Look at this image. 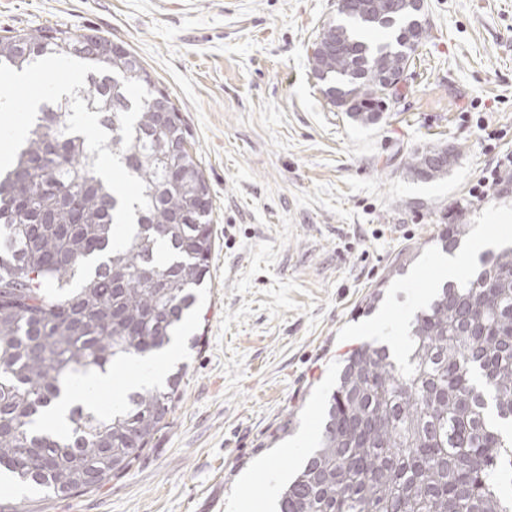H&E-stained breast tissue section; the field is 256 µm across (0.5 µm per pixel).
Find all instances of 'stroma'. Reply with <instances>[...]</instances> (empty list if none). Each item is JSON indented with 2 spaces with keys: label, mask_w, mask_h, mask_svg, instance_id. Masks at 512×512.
Instances as JSON below:
<instances>
[{
  "label": "stroma",
  "mask_w": 512,
  "mask_h": 512,
  "mask_svg": "<svg viewBox=\"0 0 512 512\" xmlns=\"http://www.w3.org/2000/svg\"><path fill=\"white\" fill-rule=\"evenodd\" d=\"M430 36L379 123L334 107L309 64L336 0H0V36L61 28L125 43L180 108L213 199L215 249L180 342L175 409L122 478L79 497L0 488V512H245L316 447L343 359L406 338L435 288L498 250L479 231L512 191V0H424ZM452 144L444 178L416 150ZM467 230L436 250L449 217ZM459 271L447 277L448 261ZM375 309L366 310L372 294ZM457 158L454 147L436 145L425 150H416L408 157L407 172L416 180L430 182L443 178Z\"/></svg>",
  "instance_id": "obj_1"
}]
</instances>
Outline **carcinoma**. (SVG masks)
Here are the masks:
<instances>
[{"label": "carcinoma", "mask_w": 512, "mask_h": 512, "mask_svg": "<svg viewBox=\"0 0 512 512\" xmlns=\"http://www.w3.org/2000/svg\"><path fill=\"white\" fill-rule=\"evenodd\" d=\"M393 0H372L368 16L337 11L311 44L313 74L341 111L377 123L387 86L414 56L428 27ZM379 30L377 43L362 32ZM80 35L18 30L0 37V64L21 70L49 54L76 53ZM89 72L77 94L109 134L105 148L146 184L149 207L134 205L136 233L108 254L119 204L90 166L86 139L66 133L64 95L39 106L13 165L0 173V473L60 498L124 476L173 413L181 371L162 387L134 390L118 412L90 401L55 428L51 407L75 378L158 356L196 314L215 246L212 204L193 209L194 190L210 193L192 143L174 120L155 137L151 102L166 97L131 50ZM454 148L408 157L407 172L430 182L448 174ZM463 215L433 242L455 251ZM100 257L74 294L50 299L75 279L78 263ZM408 365L364 344L344 361L325 409L318 447L280 492L277 512H512V247L490 252L460 284L437 291L411 323Z\"/></svg>", "instance_id": "carcinoma-1"}]
</instances>
